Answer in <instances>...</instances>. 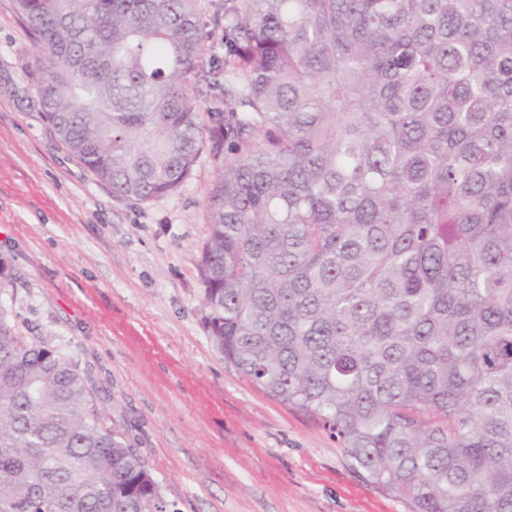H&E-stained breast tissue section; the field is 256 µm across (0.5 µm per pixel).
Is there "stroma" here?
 I'll use <instances>...</instances> for the list:
<instances>
[{
	"instance_id": "35a3bbf8",
	"label": "stroma",
	"mask_w": 512,
	"mask_h": 512,
	"mask_svg": "<svg viewBox=\"0 0 512 512\" xmlns=\"http://www.w3.org/2000/svg\"><path fill=\"white\" fill-rule=\"evenodd\" d=\"M35 54L14 0H0V263L12 281L0 304L20 333L74 356L170 512H408L213 347L199 272L210 160L174 194L113 198L44 119Z\"/></svg>"
}]
</instances>
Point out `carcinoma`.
<instances>
[{
	"instance_id": "1",
	"label": "carcinoma",
	"mask_w": 512,
	"mask_h": 512,
	"mask_svg": "<svg viewBox=\"0 0 512 512\" xmlns=\"http://www.w3.org/2000/svg\"><path fill=\"white\" fill-rule=\"evenodd\" d=\"M115 198L216 169L210 341L409 512H512V0H15ZM0 512H167L78 362L0 304ZM214 3L210 0H201V26L204 33V44L207 52L206 56H209L213 52H219V45L216 36L213 33L212 26V13L214 11ZM212 33V35H210Z\"/></svg>"
}]
</instances>
